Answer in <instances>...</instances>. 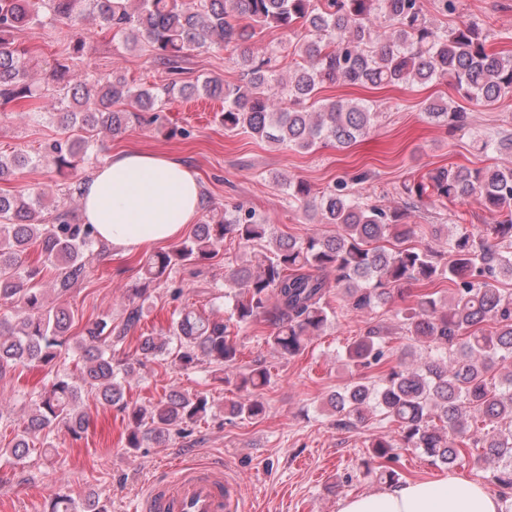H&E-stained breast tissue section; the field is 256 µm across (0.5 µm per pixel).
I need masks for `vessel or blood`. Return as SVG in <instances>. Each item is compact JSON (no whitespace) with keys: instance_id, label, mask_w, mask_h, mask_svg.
<instances>
[{"instance_id":"vessel-or-blood-1","label":"vessel or blood","mask_w":512,"mask_h":512,"mask_svg":"<svg viewBox=\"0 0 512 512\" xmlns=\"http://www.w3.org/2000/svg\"><path fill=\"white\" fill-rule=\"evenodd\" d=\"M238 482L223 464L180 463L161 471L135 506V512H243Z\"/></svg>"}]
</instances>
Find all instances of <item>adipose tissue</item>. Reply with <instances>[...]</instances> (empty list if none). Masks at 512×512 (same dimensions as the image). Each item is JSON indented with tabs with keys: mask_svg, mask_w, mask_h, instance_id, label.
Segmentation results:
<instances>
[{
	"mask_svg": "<svg viewBox=\"0 0 512 512\" xmlns=\"http://www.w3.org/2000/svg\"><path fill=\"white\" fill-rule=\"evenodd\" d=\"M201 202L197 174L182 159L122 151L85 184L81 216L97 239L128 255L178 238ZM339 512H499V501L475 481L448 472L346 498Z\"/></svg>",
	"mask_w": 512,
	"mask_h": 512,
	"instance_id": "1",
	"label": "adipose tissue"
}]
</instances>
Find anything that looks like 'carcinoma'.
Here are the masks:
<instances>
[{
    "mask_svg": "<svg viewBox=\"0 0 512 512\" xmlns=\"http://www.w3.org/2000/svg\"><path fill=\"white\" fill-rule=\"evenodd\" d=\"M91 19L127 50L145 42L170 75L168 82L139 87L115 73L102 78L93 72L75 81L74 62L91 54ZM377 21L390 33L372 35ZM34 25L54 31L61 25L66 37L65 57L40 80L31 76L34 50L17 39ZM267 30L280 31L298 57L285 82L273 73L271 59L250 52ZM487 39L479 21L449 30L433 25L422 0H0V107L36 122L48 116L59 129L35 154L20 149L0 155V182L45 161L66 175L91 160V145L102 134H119L134 124L165 126L166 105L177 96L221 100L225 129L304 151L323 141L346 148L368 134L378 116L366 103L319 98L326 83L377 87L449 77L463 99L492 106L512 94V55L493 51ZM215 47L237 51L229 61L240 69L238 82L179 78L182 59ZM424 114L440 125L459 126L467 119L443 100L427 102ZM474 144L480 152H512V137ZM429 189L450 203L476 198L492 222L477 232L456 225L441 250L417 247L415 225L364 201L346 181L318 192L303 180L290 181L294 202L319 211L322 223L334 229L283 238L250 208L227 213L210 207L180 245L146 260L143 287L129 295L119 323L100 318L72 336L75 315L65 307L66 298L87 276L86 254L96 242L90 225L76 222L70 209L80 201L82 182L68 183L67 200L52 207L34 188H0V376L30 365L47 369L41 389L24 396L14 437L0 446V456L25 463L59 424L81 438L88 425L80 406L85 393L127 412L129 449L189 436L210 410L208 398L171 391L130 408L124 382L135 366L157 362L188 371L207 364L223 382L254 394L269 383L270 373L262 366L237 370L241 351L232 328L264 324L270 328L264 343L282 358H294L338 315L374 310L408 285L446 279L448 304L426 292L400 311L407 335L427 345V357L391 364L383 327L369 326L345 350L346 365L358 378L329 404L339 428L374 412L390 424L391 434L371 441L365 462L377 464L385 483H400L392 467L398 450L420 449L450 468L473 457L493 464L491 481L503 501L512 500V292L500 288L512 280V249H503L505 243L512 246V168H438L416 187L420 195ZM228 237L245 245L266 237L272 243L255 262L231 269V291L224 293L228 317L184 308L175 313L168 334L136 337V363L115 358L141 329L150 284L176 266L213 258ZM33 247L39 251L35 259ZM64 351L76 361V378L66 372ZM264 412L256 398L230 405L234 418L253 420ZM51 512L107 510L96 498L77 502L61 495Z\"/></svg>",
    "mask_w": 512,
    "mask_h": 512,
    "instance_id": "obj_1",
    "label": "carcinoma"
}]
</instances>
